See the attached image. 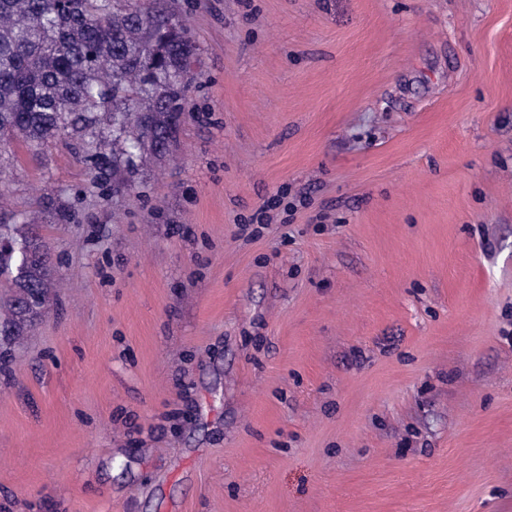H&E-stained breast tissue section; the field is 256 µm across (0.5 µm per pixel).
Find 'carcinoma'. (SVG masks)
<instances>
[{
  "instance_id": "1",
  "label": "carcinoma",
  "mask_w": 512,
  "mask_h": 512,
  "mask_svg": "<svg viewBox=\"0 0 512 512\" xmlns=\"http://www.w3.org/2000/svg\"><path fill=\"white\" fill-rule=\"evenodd\" d=\"M196 45L160 0H0V140L41 146L65 130L98 173L144 143L170 147ZM8 343L46 314L55 276L35 224L0 221Z\"/></svg>"
}]
</instances>
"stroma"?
Here are the masks:
<instances>
[{"mask_svg": "<svg viewBox=\"0 0 512 512\" xmlns=\"http://www.w3.org/2000/svg\"><path fill=\"white\" fill-rule=\"evenodd\" d=\"M163 4L168 153L0 149L58 272L0 345V512H512V0Z\"/></svg>", "mask_w": 512, "mask_h": 512, "instance_id": "1", "label": "stroma"}]
</instances>
